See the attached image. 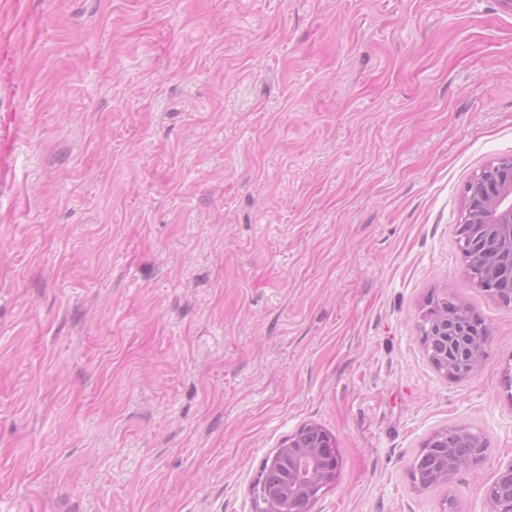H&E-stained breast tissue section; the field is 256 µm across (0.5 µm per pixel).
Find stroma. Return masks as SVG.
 <instances>
[{"label":"stroma","mask_w":512,"mask_h":512,"mask_svg":"<svg viewBox=\"0 0 512 512\" xmlns=\"http://www.w3.org/2000/svg\"><path fill=\"white\" fill-rule=\"evenodd\" d=\"M508 156L500 0H0V512H253L305 424L312 512H488L512 304L458 230ZM431 298L489 328L467 379ZM459 424L485 463L417 490ZM454 303L448 300V304ZM455 308L437 312L427 308L420 325L421 340L425 343L434 366L453 379H463L476 371L485 355L489 331L470 308L455 302ZM430 341L439 343L437 350ZM315 424L304 425L290 435L262 462L250 485L255 512H311L315 501L336 479L340 465L334 438ZM277 466L288 476L268 488L261 473Z\"/></svg>","instance_id":"stroma-1"}]
</instances>
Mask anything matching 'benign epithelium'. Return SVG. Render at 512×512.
Returning <instances> with one entry per match:
<instances>
[{
	"mask_svg": "<svg viewBox=\"0 0 512 512\" xmlns=\"http://www.w3.org/2000/svg\"><path fill=\"white\" fill-rule=\"evenodd\" d=\"M466 207L460 224L470 225L460 236V251L476 284L498 299H512V156L502 158L475 173L465 188ZM424 343L436 341L438 349L428 348L434 366L453 379H463L476 371L485 355L489 331L470 308L458 302L453 310L427 309L420 325ZM457 430L470 439L471 457L459 463L448 448V430L434 433L421 450L431 457L429 472L410 473L415 488L425 490L437 480H448L466 469H474L487 459V445L480 434L463 425ZM275 465L287 477L268 488L261 475L250 485L255 512H311L315 501L336 479L340 465L335 440L315 424L304 425L290 435L261 467ZM512 494V463L485 487V500L491 512L504 492Z\"/></svg>",
	"mask_w": 512,
	"mask_h": 512,
	"instance_id": "benign-epithelium-1",
	"label": "benign epithelium"
}]
</instances>
